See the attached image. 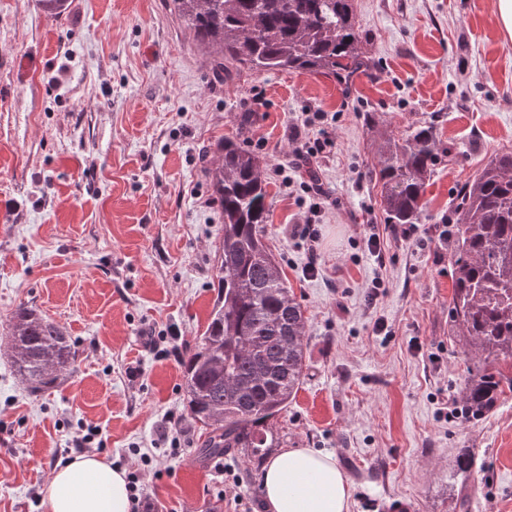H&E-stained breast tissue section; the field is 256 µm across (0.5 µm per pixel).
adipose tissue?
Listing matches in <instances>:
<instances>
[{"label":"adipose tissue","mask_w":512,"mask_h":512,"mask_svg":"<svg viewBox=\"0 0 512 512\" xmlns=\"http://www.w3.org/2000/svg\"><path fill=\"white\" fill-rule=\"evenodd\" d=\"M262 490L270 512H349L350 486L331 455L284 448L267 460ZM49 512H129L126 472L94 456L56 466Z\"/></svg>","instance_id":"1"}]
</instances>
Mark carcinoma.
Here are the masks:
<instances>
[{"label": "carcinoma", "mask_w": 512, "mask_h": 512, "mask_svg": "<svg viewBox=\"0 0 512 512\" xmlns=\"http://www.w3.org/2000/svg\"><path fill=\"white\" fill-rule=\"evenodd\" d=\"M224 62L254 71L322 74L346 88L370 65L356 33L352 0H173ZM440 152L432 125L379 153L375 176L390 224H418L426 180ZM205 168L223 213L220 297L196 348L183 359L187 411L209 430L204 450L244 448L259 458L279 441L269 421L288 409L305 368L304 310L266 243L262 162L240 143H217ZM451 318L471 355L465 402L481 414L512 391V151L492 156L460 191ZM16 370L39 388L57 380L75 350L61 329L21 309L11 329Z\"/></svg>", "instance_id": "carcinoma-1"}]
</instances>
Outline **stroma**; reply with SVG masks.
Returning a JSON list of instances; mask_svg holds the SVG:
<instances>
[{
  "instance_id": "35a3bbf8",
  "label": "stroma",
  "mask_w": 512,
  "mask_h": 512,
  "mask_svg": "<svg viewBox=\"0 0 512 512\" xmlns=\"http://www.w3.org/2000/svg\"><path fill=\"white\" fill-rule=\"evenodd\" d=\"M352 6L372 67L347 91L302 72L216 73L172 0H66L57 16L0 0V512H48L52 456L90 429L102 459L142 470L155 512H235L238 494L266 512L261 461L239 448L210 465L174 356L218 297L224 217L203 155L226 138L263 162L268 242L308 318L305 376L274 421L281 447L332 455L349 512H452L463 487L470 512H512V392L477 419L441 412L462 407L468 358L451 334L453 242L439 237L460 188L512 149V40L493 0ZM426 122L447 154L401 242L371 171L380 147ZM297 125L332 140L315 162L329 200L314 217L284 185L300 176ZM308 219L312 275L292 233ZM359 224L377 225L380 257L354 240ZM22 308L77 351L51 388L13 367ZM231 475L238 489H225Z\"/></svg>"
}]
</instances>
